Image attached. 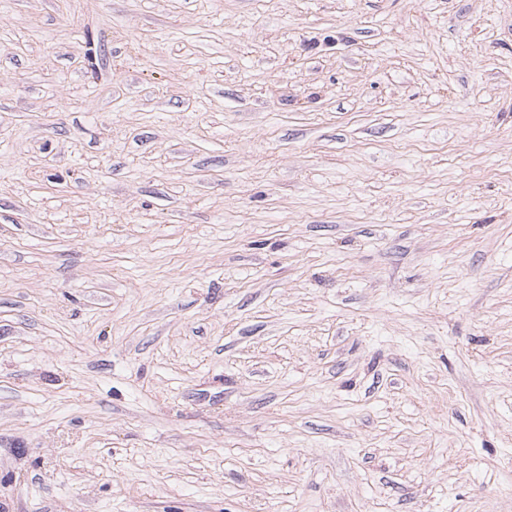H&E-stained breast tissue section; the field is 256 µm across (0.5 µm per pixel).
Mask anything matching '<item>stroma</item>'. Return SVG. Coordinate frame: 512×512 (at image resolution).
<instances>
[{
    "label": "stroma",
    "mask_w": 512,
    "mask_h": 512,
    "mask_svg": "<svg viewBox=\"0 0 512 512\" xmlns=\"http://www.w3.org/2000/svg\"><path fill=\"white\" fill-rule=\"evenodd\" d=\"M0 512H512V0H0Z\"/></svg>",
    "instance_id": "35a3bbf8"
}]
</instances>
